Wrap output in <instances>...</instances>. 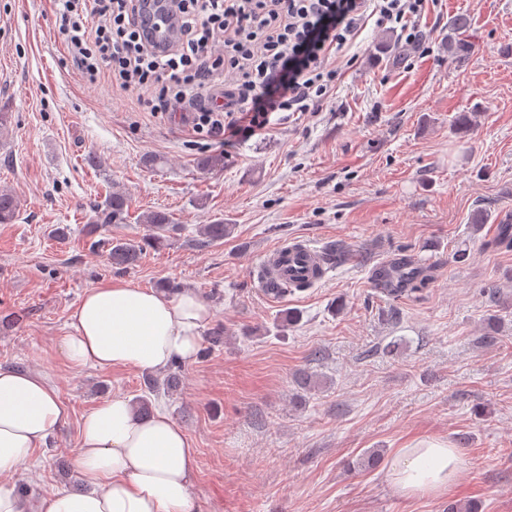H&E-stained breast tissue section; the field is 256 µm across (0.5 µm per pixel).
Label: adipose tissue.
I'll use <instances>...</instances> for the list:
<instances>
[{"label": "adipose tissue", "mask_w": 512, "mask_h": 512, "mask_svg": "<svg viewBox=\"0 0 512 512\" xmlns=\"http://www.w3.org/2000/svg\"><path fill=\"white\" fill-rule=\"evenodd\" d=\"M210 314L194 293L113 281L86 291L58 347L78 367L158 371L176 357L194 361ZM67 420L48 379L0 366V512H27L26 500L4 477L26 467L34 449ZM75 464L84 491L43 496L38 512H200L191 492L195 450L166 412L141 416L123 396L101 402L82 419ZM458 465L455 449L425 440L402 449L391 476L402 493L438 492Z\"/></svg>", "instance_id": "ef3b65f1"}]
</instances>
